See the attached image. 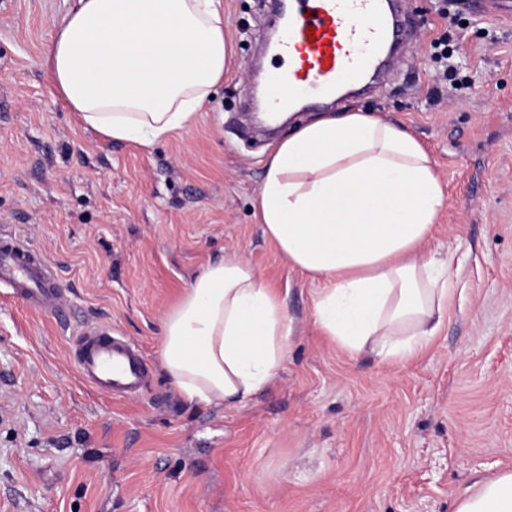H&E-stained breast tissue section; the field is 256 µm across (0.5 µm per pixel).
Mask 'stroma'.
<instances>
[{
	"mask_svg": "<svg viewBox=\"0 0 512 512\" xmlns=\"http://www.w3.org/2000/svg\"><path fill=\"white\" fill-rule=\"evenodd\" d=\"M77 0H0V226L56 263L58 309L0 288V512H452L512 471V21L465 0H399L412 37L374 88L320 112L403 125L431 154L446 202L427 252L453 296L407 363L349 354L313 317L315 286L254 217L275 136L244 105L265 53L267 0H222L233 64L185 131L145 150L85 128L43 74ZM458 46L459 90L433 43ZM249 264L296 322L267 387L237 408L186 403L161 366L160 322L218 255ZM138 345L147 386L104 395L72 362L77 334Z\"/></svg>",
	"mask_w": 512,
	"mask_h": 512,
	"instance_id": "35a3bbf8",
	"label": "stroma"
}]
</instances>
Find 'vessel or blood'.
I'll use <instances>...</instances> for the list:
<instances>
[{
	"label": "vessel or blood",
	"instance_id": "obj_1",
	"mask_svg": "<svg viewBox=\"0 0 512 512\" xmlns=\"http://www.w3.org/2000/svg\"><path fill=\"white\" fill-rule=\"evenodd\" d=\"M399 33L392 0H290L279 41L288 65L269 77L271 111H281L286 97L301 92L324 93L359 82L389 59ZM57 279L45 259L0 237V285L13 288L30 308L55 305ZM74 364L83 381L106 394L135 393L148 379L140 351L105 326L77 337Z\"/></svg>",
	"mask_w": 512,
	"mask_h": 512
}]
</instances>
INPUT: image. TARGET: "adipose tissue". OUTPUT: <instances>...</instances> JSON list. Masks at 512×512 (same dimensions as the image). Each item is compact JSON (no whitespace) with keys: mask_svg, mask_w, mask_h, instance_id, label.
<instances>
[{"mask_svg":"<svg viewBox=\"0 0 512 512\" xmlns=\"http://www.w3.org/2000/svg\"><path fill=\"white\" fill-rule=\"evenodd\" d=\"M230 63L221 0H78L44 51L47 76L85 127L144 148L190 127ZM444 203L412 134L346 112L280 140L254 215L291 269L318 282L325 336L403 363L448 310L453 270L423 250ZM293 332L276 292L221 256L164 316L162 368L188 403L236 407L282 367ZM478 486L454 512H512V472Z\"/></svg>","mask_w":512,"mask_h":512,"instance_id":"adipose-tissue-1","label":"adipose tissue"}]
</instances>
